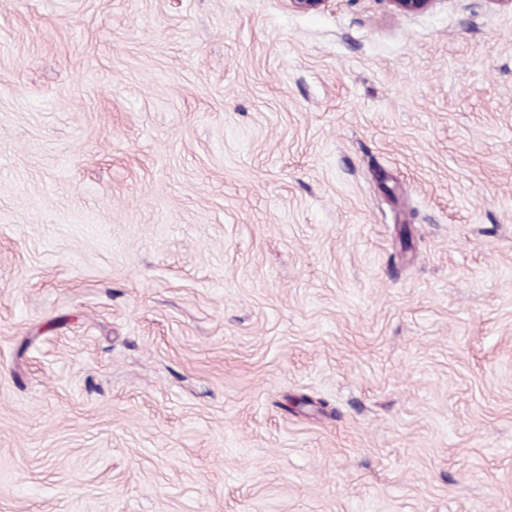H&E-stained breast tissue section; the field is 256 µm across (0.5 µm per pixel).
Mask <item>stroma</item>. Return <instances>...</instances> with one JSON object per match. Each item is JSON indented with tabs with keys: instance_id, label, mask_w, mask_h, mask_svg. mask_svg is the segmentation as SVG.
<instances>
[{
	"instance_id": "35a3bbf8",
	"label": "stroma",
	"mask_w": 512,
	"mask_h": 512,
	"mask_svg": "<svg viewBox=\"0 0 512 512\" xmlns=\"http://www.w3.org/2000/svg\"><path fill=\"white\" fill-rule=\"evenodd\" d=\"M0 512H512V7L0 0Z\"/></svg>"
}]
</instances>
